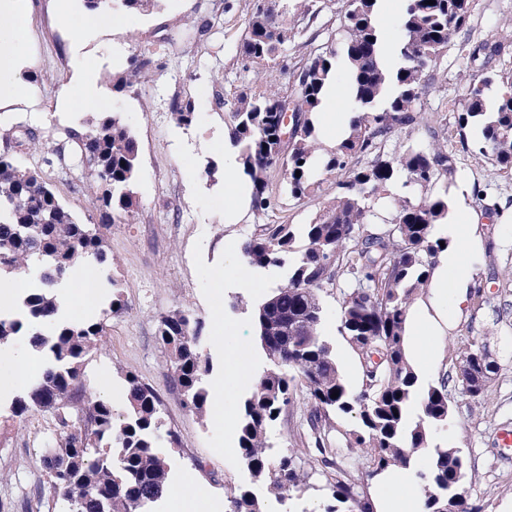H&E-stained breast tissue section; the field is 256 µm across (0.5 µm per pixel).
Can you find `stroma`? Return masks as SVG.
Listing matches in <instances>:
<instances>
[{"label": "stroma", "instance_id": "obj_1", "mask_svg": "<svg viewBox=\"0 0 512 512\" xmlns=\"http://www.w3.org/2000/svg\"><path fill=\"white\" fill-rule=\"evenodd\" d=\"M256 2L160 0L150 11L128 12L108 5L91 11L84 0H23L28 34L18 52L34 64L24 72L0 75V154L20 167L39 168L79 222L104 225L116 291L129 306L126 314L107 318L103 311L109 301L99 302L93 315L106 320V343L86 357L82 381L89 388L99 376H110L112 405L119 411L125 408L120 398L125 372H135L154 387L162 399L163 430L180 437L178 445L162 446L170 462L169 479L190 486L196 512H224L227 485L250 481L224 418L236 413L267 366L253 313L288 277L284 267L248 266L237 248L259 225L311 223L327 202L321 193L300 201L288 197L284 172L274 168L268 190L277 206L264 214L247 210L235 224L224 221V129L236 98L270 84L287 88L290 76L282 70L283 61H298L341 39L343 0H314L317 19L310 24L295 19L304 35L286 46L284 56L249 60L242 44ZM466 36L512 39V0H472ZM143 51L153 58L151 79L135 90L115 91L113 74ZM465 70L458 45L449 46L437 62L432 89L422 97L424 121L392 133L385 154L429 147L431 128L441 119H454L452 105L464 98ZM80 72L98 75L100 110L121 113L137 141L139 175L133 191L138 207L125 224H108L99 207V184L69 172L54 153L68 131L89 129L88 112L60 107V91ZM19 82L28 95L17 102L7 92ZM176 97L192 102L197 119L191 125L174 119L171 102ZM20 127L35 136L25 148L12 140ZM479 189L497 203V213L485 214L475 195ZM425 192L446 197L450 213L464 210L473 216V283L483 288L487 301L479 306L470 297L461 310H449L447 334L427 338L415 368L427 383L448 378V421L437 440L462 452L469 473L467 496L483 512H512V449L500 447L497 439L501 429H512V173L462 152L454 176L434 180ZM318 295L325 310L321 334L349 384L358 386L361 363L339 331L341 292L323 288ZM174 310L202 321L203 350L213 366L209 378L220 383L219 392L209 393L202 416L185 407L182 393L171 384L168 356L156 336L161 317ZM472 342L484 346L497 363L495 379L478 402L464 393L454 368L458 348ZM25 390L19 384L0 393V512H47L36 490L47 480L42 451L57 431L50 413L11 415L13 396ZM310 409L300 396L281 414L269 432L275 450L294 447L301 457H313L311 442L293 441L300 417ZM332 502L316 471L305 487L291 492L282 512H324Z\"/></svg>", "mask_w": 512, "mask_h": 512}]
</instances>
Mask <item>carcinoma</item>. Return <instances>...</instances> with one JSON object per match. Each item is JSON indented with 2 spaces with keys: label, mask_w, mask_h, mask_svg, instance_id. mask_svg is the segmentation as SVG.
Here are the masks:
<instances>
[{
  "label": "carcinoma",
  "mask_w": 512,
  "mask_h": 512,
  "mask_svg": "<svg viewBox=\"0 0 512 512\" xmlns=\"http://www.w3.org/2000/svg\"><path fill=\"white\" fill-rule=\"evenodd\" d=\"M306 13L307 0H260L248 23L242 45L251 60L272 57L300 31L283 23L289 11ZM380 0H344L340 47H327L293 65L288 92L270 90L241 96L234 103L230 134L239 148L244 175L252 187L257 212L276 205L267 175L280 166L287 175L288 194L303 199L320 189L318 167L327 172L350 169L336 182V194L313 222L303 225L304 245L296 250L291 224H266L242 244L245 261L255 268L289 265L288 281L274 289L255 311V325L268 366L235 415L239 455L253 479L267 493L284 501L301 488L311 471L297 462V453L276 459L268 453V430L292 403L293 392L306 390L313 410L306 419L310 437L323 465L322 474L335 504L324 512H373V504L343 458L358 450L370 455L373 474L394 467H413L425 455L429 465L416 472L424 497L421 512H439L440 505L466 481L460 452L436 441L434 431L448 420L447 379L424 384L405 352L410 304L424 287L448 238L435 226L448 219V200L427 197L394 199L390 220L368 228L363 200L384 195L400 179L403 186H425L456 171L457 152H472L512 171V72L486 74V64L512 52V42L464 41L469 64L467 94L455 127L442 123L433 136L442 143L429 151L410 149L397 158L380 153L392 132L416 123L421 96L429 88L428 72L440 51L468 28L470 0H404L398 16L400 38L393 46L396 66H384L383 43L377 23ZM346 68L352 112L349 133L326 160L316 154L314 116L336 78ZM152 60L133 55L124 72L112 75L118 92L130 91L132 78L149 70ZM288 99L302 122L288 144L280 146L277 110ZM177 121L195 117L190 103H173ZM72 153L102 187L101 207L114 219H127L137 208L130 186L138 176V145L116 112H101L84 134L73 131ZM373 156L366 167H351L353 159ZM100 265L110 285L112 267L106 240L94 224H81L65 209L36 169L20 168L0 155V274L38 268L39 280L22 299L26 320L0 317V344L26 332L42 353L45 367L26 393L13 402L12 412L53 414L59 437L42 453L48 475L46 503L67 504L69 512H154L168 480L165 457L156 449L161 426V400L138 375L125 376L129 404L122 414L103 399L82 394L81 366L104 343L106 323L89 319L79 325L57 318L54 291L81 258ZM349 283L339 312L340 331L363 365V380L351 387L341 373L333 348L321 336L325 317L317 291L326 285ZM158 341L170 362L171 380L185 405L206 411V378L212 370L200 349L201 325L183 311L162 317ZM458 378L478 399L487 393L497 368L483 366L479 346L472 343L456 359ZM338 397H332L333 392ZM351 417L354 427L342 429ZM224 512H263L247 487L226 492Z\"/></svg>",
  "instance_id": "carcinoma-1"
}]
</instances>
